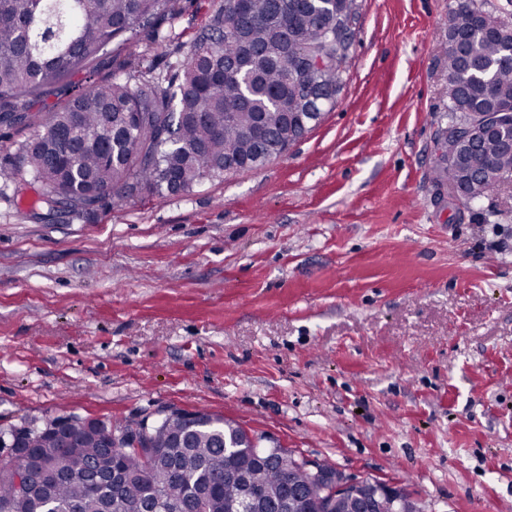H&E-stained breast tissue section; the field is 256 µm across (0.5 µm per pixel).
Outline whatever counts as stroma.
<instances>
[{
    "instance_id": "35a3bbf8",
    "label": "stroma",
    "mask_w": 512,
    "mask_h": 512,
    "mask_svg": "<svg viewBox=\"0 0 512 512\" xmlns=\"http://www.w3.org/2000/svg\"><path fill=\"white\" fill-rule=\"evenodd\" d=\"M221 2L140 51L182 58ZM458 3L359 0L335 107L264 167L88 218L0 184V432L202 411L424 512H512V181L432 180Z\"/></svg>"
}]
</instances>
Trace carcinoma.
<instances>
[{"label":"carcinoma","mask_w":512,"mask_h":512,"mask_svg":"<svg viewBox=\"0 0 512 512\" xmlns=\"http://www.w3.org/2000/svg\"><path fill=\"white\" fill-rule=\"evenodd\" d=\"M171 0H0V125L28 118L31 138L14 167L37 185L31 208L92 216L107 196L164 198L281 156V121L301 138L336 105V86L355 42L357 0H224L186 55L163 71L132 50L138 32L155 30ZM471 64L460 66L448 42L435 52L448 61V128L482 112H500L502 139L459 150L458 170L492 167L512 181V24L462 0L448 21ZM127 49L112 76L72 90L77 72H96L104 47ZM48 83L69 90L49 112L28 103ZM192 427L165 416L86 432L79 417L53 419L40 430L14 429L10 445L31 448L30 491L18 493L10 461L0 460V506L7 512H191L199 493L209 512H225L248 494L263 512H316L323 495L298 462L288 467L257 444L239 446L238 427L221 416ZM146 436L160 453L150 462L119 447ZM391 499L366 486L329 512H390Z\"/></svg>","instance_id":"carcinoma-1"}]
</instances>
